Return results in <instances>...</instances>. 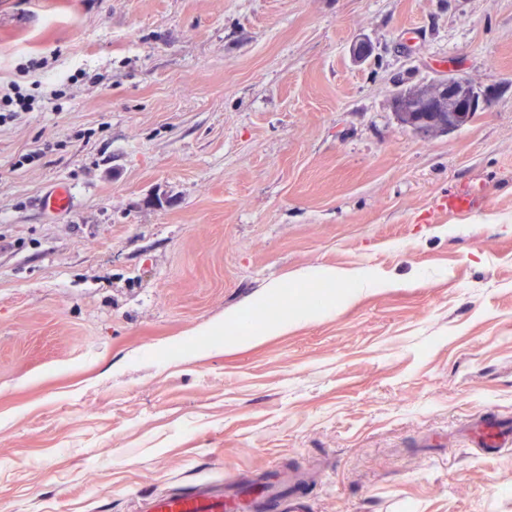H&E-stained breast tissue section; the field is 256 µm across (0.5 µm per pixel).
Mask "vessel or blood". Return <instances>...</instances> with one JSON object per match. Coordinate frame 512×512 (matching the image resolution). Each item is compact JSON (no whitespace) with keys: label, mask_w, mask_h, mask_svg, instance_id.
Here are the masks:
<instances>
[{"label":"vessel or blood","mask_w":512,"mask_h":512,"mask_svg":"<svg viewBox=\"0 0 512 512\" xmlns=\"http://www.w3.org/2000/svg\"><path fill=\"white\" fill-rule=\"evenodd\" d=\"M71 201L69 189L56 185L42 197L40 206L52 213L68 210ZM470 446L486 455L512 447V433L502 434L495 416H479L473 425ZM266 491L254 493L225 492L223 484L202 480L188 491L165 493L134 501L135 512H306L308 501L300 493L306 480L300 472L268 467L265 472Z\"/></svg>","instance_id":"obj_1"}]
</instances>
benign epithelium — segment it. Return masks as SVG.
Here are the masks:
<instances>
[{"label": "benign epithelium", "mask_w": 512, "mask_h": 512, "mask_svg": "<svg viewBox=\"0 0 512 512\" xmlns=\"http://www.w3.org/2000/svg\"><path fill=\"white\" fill-rule=\"evenodd\" d=\"M490 102V94L479 93L467 78L451 75L436 84L434 93L416 97V104L411 108L414 119L408 127L418 135L432 136L442 125L435 113L446 112L447 130H457L467 125L473 114L484 111Z\"/></svg>", "instance_id": "obj_1"}]
</instances>
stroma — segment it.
<instances>
[{
    "label": "stroma",
    "instance_id": "35a3bbf8",
    "mask_svg": "<svg viewBox=\"0 0 512 512\" xmlns=\"http://www.w3.org/2000/svg\"><path fill=\"white\" fill-rule=\"evenodd\" d=\"M454 74L486 111L400 125L397 90ZM12 80L41 86L0 123V512L273 464L309 512H512V448L466 436L512 419V0H0ZM319 266L390 285L203 334L271 280L304 307ZM71 194L63 184H57L49 194L42 197L40 206L52 213H62L69 209ZM224 335L234 336L237 343H252L262 336H275L288 331V315L268 322L263 331L254 330L250 322L238 311H228L224 315ZM233 329L228 333L227 329ZM470 446L479 454L487 455L493 450L501 451L512 447V431L503 435L497 419L491 414H483L473 425Z\"/></svg>",
    "mask_w": 512,
    "mask_h": 512
}]
</instances>
